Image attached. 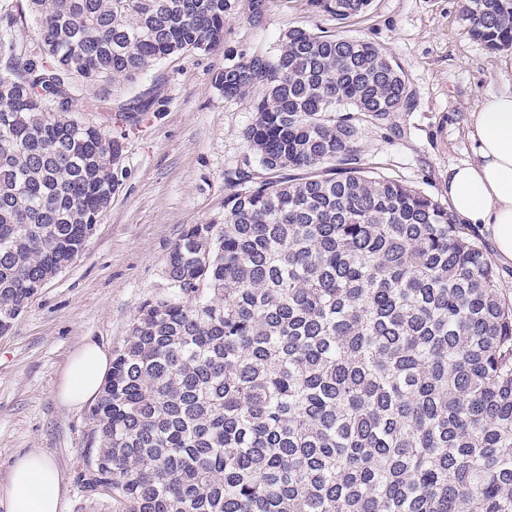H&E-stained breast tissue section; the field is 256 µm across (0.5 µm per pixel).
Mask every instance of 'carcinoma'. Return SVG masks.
Masks as SVG:
<instances>
[{"mask_svg":"<svg viewBox=\"0 0 512 512\" xmlns=\"http://www.w3.org/2000/svg\"><path fill=\"white\" fill-rule=\"evenodd\" d=\"M371 2L316 0L338 24ZM29 4L39 59L0 16L1 336L112 201L122 143L77 94L214 50L237 0ZM464 21L512 49V0ZM214 83L263 90L249 153L112 359L84 488L113 512H512V304L447 207L362 162L363 132L412 104L402 69L290 27Z\"/></svg>","mask_w":512,"mask_h":512,"instance_id":"obj_1","label":"carcinoma"}]
</instances>
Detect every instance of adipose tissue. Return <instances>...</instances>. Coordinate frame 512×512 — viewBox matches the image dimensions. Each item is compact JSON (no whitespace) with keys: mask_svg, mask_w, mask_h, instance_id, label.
<instances>
[{"mask_svg":"<svg viewBox=\"0 0 512 512\" xmlns=\"http://www.w3.org/2000/svg\"><path fill=\"white\" fill-rule=\"evenodd\" d=\"M475 161L448 176V201L467 224L486 225L498 258L512 262V89L491 97L468 116ZM112 364L107 348L86 341L71 356L57 388L68 407H79L100 394ZM62 482L43 454L29 452L12 469L0 507L5 512H59Z\"/></svg>","mask_w":512,"mask_h":512,"instance_id":"ef3b65f1","label":"adipose tissue"}]
</instances>
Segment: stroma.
I'll return each instance as SVG.
<instances>
[{"label": "stroma", "instance_id": "stroma-1", "mask_svg": "<svg viewBox=\"0 0 512 512\" xmlns=\"http://www.w3.org/2000/svg\"><path fill=\"white\" fill-rule=\"evenodd\" d=\"M261 25L250 0L224 21V42L209 53L174 55L136 82H115L83 118L118 137V186L82 253L47 281L0 336V490L16 457L53 461L64 487L61 512H108L79 477L94 422L90 406L62 405L56 391L71 355L92 340L118 349L139 309L167 288L166 259L189 225L224 213L226 169L247 153L253 97L228 100L214 77L227 60L273 50L288 28L334 30L312 0H264ZM465 0H373L343 35L382 47L403 70L413 104L387 125L367 129V170L448 201V174L473 161L469 112L512 86V50L490 51L463 32ZM138 97V119L119 112Z\"/></svg>", "mask_w": 512, "mask_h": 512}]
</instances>
